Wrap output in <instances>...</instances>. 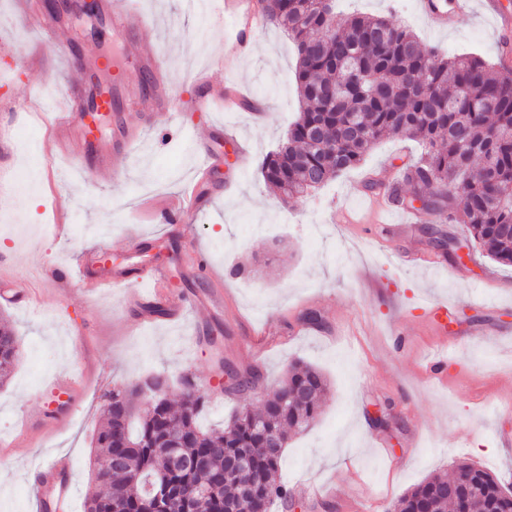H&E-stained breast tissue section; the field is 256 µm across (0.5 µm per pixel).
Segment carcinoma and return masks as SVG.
Masks as SVG:
<instances>
[{
	"label": "carcinoma",
	"mask_w": 512,
	"mask_h": 512,
	"mask_svg": "<svg viewBox=\"0 0 512 512\" xmlns=\"http://www.w3.org/2000/svg\"><path fill=\"white\" fill-rule=\"evenodd\" d=\"M267 24L283 29L296 49L300 112L278 148L262 162V175L286 201L314 191L357 167L381 139L418 141L424 154L406 171L411 193H423L421 210L448 209L491 260L512 266V75L476 55L447 56L423 44L386 17L335 19L322 0H270ZM20 357L18 339L0 331V384ZM235 391L257 387L260 376L232 372ZM138 378L115 385L102 400H117L128 417L102 407L93 439L105 460L126 440V465L112 469V492L102 512H142L144 487L161 476L181 496L165 512H269L292 497L276 480L291 437L311 428L327 390L312 365H291L279 389L257 411L235 412L224 429L200 424L209 400L190 382L179 407L168 398L140 407ZM281 449L268 455L267 434ZM206 456L208 465L185 470L173 455ZM249 459L253 496L239 506L242 476L225 468L227 456ZM208 487L210 493L199 490ZM512 512V490L472 463L460 461L398 498L394 512Z\"/></svg>",
	"instance_id": "obj_1"
}]
</instances>
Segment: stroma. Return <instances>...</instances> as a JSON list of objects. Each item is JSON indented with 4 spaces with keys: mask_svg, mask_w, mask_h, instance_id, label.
<instances>
[{
    "mask_svg": "<svg viewBox=\"0 0 512 512\" xmlns=\"http://www.w3.org/2000/svg\"><path fill=\"white\" fill-rule=\"evenodd\" d=\"M128 22H156L163 47L167 121L146 129L117 173H81L80 145L67 159L48 157L45 130L35 111L2 100L52 101L76 73L20 24V0H0V125H12L17 141L35 139L36 154L14 150L6 164L15 182L0 195V260L12 261L40 299L39 314L25 303L0 300V320L14 327L20 359L0 385V512H32V463L59 456L73 466L75 512L95 491L89 474L91 438L100 419V396L113 385L156 372L171 380L179 399L190 377L210 404L203 426L221 428L236 408L260 405L303 360L320 369L330 392L312 430L291 438L277 474L288 483L302 512H387L389 504L430 476L467 460L512 486V268L478 250L458 260L438 249L415 215L403 234L358 236L368 197L398 181L419 159L417 141L386 138L361 164L304 198L282 202L265 185L260 163L286 137L300 104L296 53L287 35L266 26L247 57L229 71L212 68L223 56L224 31L185 0H120ZM344 18L386 16L409 27L428 46L448 55L471 53L499 60L503 31L482 7L453 28H433L416 0H337ZM96 18L59 19L55 28L86 57L109 47ZM209 69L215 83L233 82L264 109L183 112L182 100L201 91L194 76ZM248 146L243 160L225 149L206 207L181 222V248L167 246L171 229L136 205L137 197H174L200 161L190 141L223 146L225 132ZM64 217L67 230L49 226ZM112 245V265L145 261L167 265L173 294L193 300L220 286L224 303L160 314L138 321L122 290L88 296L79 283L67 291L45 288V271L74 265L100 238ZM205 255L195 270L186 253ZM462 266L468 279L451 269ZM485 278L496 305L473 303L471 280ZM451 304L449 335L469 330L483 342L449 358L439 373L426 364L437 339L422 316L432 301ZM309 309L323 317L304 325ZM254 370L257 388L232 391L225 366ZM63 373L78 375L80 392L55 386ZM389 425H376L382 408Z\"/></svg>",
    "mask_w": 512,
    "mask_h": 512,
    "instance_id": "stroma-1",
    "label": "stroma"
}]
</instances>
